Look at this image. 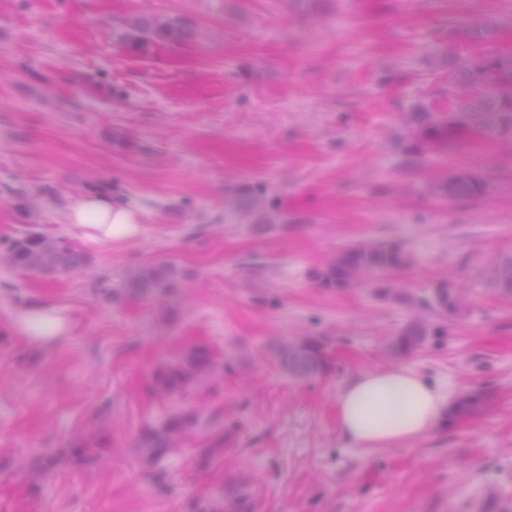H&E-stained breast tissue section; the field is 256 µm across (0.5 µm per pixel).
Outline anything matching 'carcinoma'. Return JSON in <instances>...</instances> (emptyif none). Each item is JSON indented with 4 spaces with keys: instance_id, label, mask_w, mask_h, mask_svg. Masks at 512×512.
Masks as SVG:
<instances>
[{
    "instance_id": "1",
    "label": "carcinoma",
    "mask_w": 512,
    "mask_h": 512,
    "mask_svg": "<svg viewBox=\"0 0 512 512\" xmlns=\"http://www.w3.org/2000/svg\"><path fill=\"white\" fill-rule=\"evenodd\" d=\"M192 37V30L183 21L165 22L149 18L136 20L128 26L121 40L145 50L156 39L183 41ZM449 87L454 99V110L448 117L430 112H416V145L420 153H458L462 143L453 138L456 129L470 125L479 112L494 115L491 127L507 138L512 135V55L479 56L464 63L458 76L451 78ZM494 189L492 181L469 168H455L448 179L433 183V192L450 200L480 197ZM260 201L253 188L242 186L228 194L225 209L233 216L247 219L260 212ZM0 262L29 273L56 274L86 267V257L65 240L31 232L16 238L0 248ZM409 262V257L397 245L383 240H368L340 249L322 267L313 272L314 278L327 288L347 290L362 285L370 271L391 273ZM488 282L504 295L512 293V255L503 257L489 272ZM102 293L115 298L122 293L135 295L168 294L183 287V276L171 264H146L128 273L122 287L112 289L104 280L97 282ZM463 299L461 290L440 282L431 292L429 305L442 312H455ZM428 334L420 323L407 325L390 344L396 355L405 354L421 345ZM325 338L320 336H291L283 341L275 356L276 367L296 380H307L329 373L331 359L323 351ZM214 360L210 348L196 345L171 361L155 367L150 392L162 399L183 392L213 372ZM218 432L216 419L200 421L194 410H183L158 426L145 428L137 441L144 460L152 465L171 449L179 447L185 435L197 426ZM247 483L239 484L236 495L224 499L217 512H247Z\"/></svg>"
}]
</instances>
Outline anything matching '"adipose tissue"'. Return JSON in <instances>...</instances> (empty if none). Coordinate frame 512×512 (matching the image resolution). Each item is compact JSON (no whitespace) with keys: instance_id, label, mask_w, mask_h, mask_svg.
<instances>
[{"instance_id":"adipose-tissue-1","label":"adipose tissue","mask_w":512,"mask_h":512,"mask_svg":"<svg viewBox=\"0 0 512 512\" xmlns=\"http://www.w3.org/2000/svg\"><path fill=\"white\" fill-rule=\"evenodd\" d=\"M66 220L81 227L91 242L128 240L139 229L136 212L103 193L72 204ZM19 326L45 343L68 332L63 318L40 307L24 311ZM447 410L443 389L404 365L355 373L336 394L339 437L355 448L404 447L436 430Z\"/></svg>"}]
</instances>
